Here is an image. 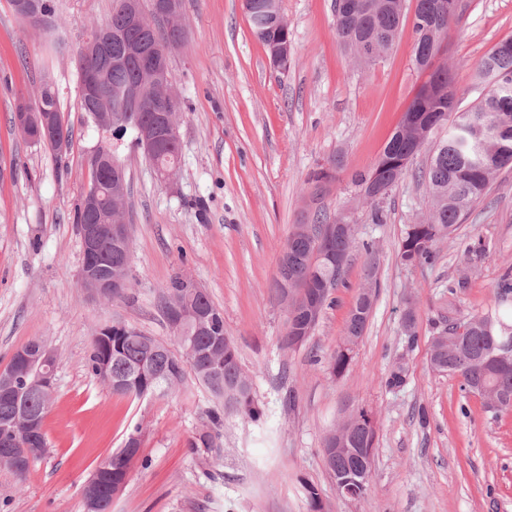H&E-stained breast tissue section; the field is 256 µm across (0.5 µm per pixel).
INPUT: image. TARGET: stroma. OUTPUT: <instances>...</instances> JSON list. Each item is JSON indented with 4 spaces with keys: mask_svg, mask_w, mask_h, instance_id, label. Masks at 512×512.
Wrapping results in <instances>:
<instances>
[{
    "mask_svg": "<svg viewBox=\"0 0 512 512\" xmlns=\"http://www.w3.org/2000/svg\"><path fill=\"white\" fill-rule=\"evenodd\" d=\"M439 52L456 105L477 104L479 61L512 36V0H466ZM55 26L34 28L0 0V370L33 339L57 354L49 448L25 481L0 467V512H84L82 487L138 431L140 448L112 512H309L314 486L323 512H512V412L492 415L457 377L428 365L447 316L512 314V169H505L429 265L400 263L407 225L429 208L406 174L380 201L382 223L361 204L367 172L426 81L405 23L393 48L360 69L335 36L333 0H283L291 31L287 71L273 67L252 35L243 0H182L184 42L170 53L183 101L180 162L167 179L130 142L118 155L129 181L132 262L121 297L102 300L79 281L81 241L73 214L89 182V157L106 134L80 107L78 55L112 0H54ZM61 94L72 138L55 150L13 128L18 98L35 99L44 78ZM336 168L330 192L312 199L308 179ZM334 167V166H333ZM348 217L360 247L331 292L309 340L285 348L288 309L273 289L294 225ZM373 252L365 254L362 245ZM375 260L377 297L349 369L327 359ZM193 279L224 312L262 420L225 416L187 375L164 396L112 394L87 366L93 336L122 324L177 348L161 296L175 275ZM416 302L413 335L402 315ZM404 367L398 385L389 378ZM371 413L376 441L370 491L342 497L323 459L327 435L354 408ZM215 445L198 446L201 432Z\"/></svg>",
    "mask_w": 512,
    "mask_h": 512,
    "instance_id": "35a3bbf8",
    "label": "stroma"
}]
</instances>
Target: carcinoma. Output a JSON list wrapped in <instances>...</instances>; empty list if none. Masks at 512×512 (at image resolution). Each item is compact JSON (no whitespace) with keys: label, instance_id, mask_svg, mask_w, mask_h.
<instances>
[{"label":"carcinoma","instance_id":"cac0c4a2","mask_svg":"<svg viewBox=\"0 0 512 512\" xmlns=\"http://www.w3.org/2000/svg\"><path fill=\"white\" fill-rule=\"evenodd\" d=\"M124 0H112V15L100 25L102 29L126 30L129 40L140 43L166 42L170 33L156 23L138 28H126ZM455 4L448 19L459 20L464 14L463 0H416L413 18L415 41L413 57H429L440 51L445 29L439 22L438 5ZM337 41L359 65L369 64L387 53L407 16L406 0H335ZM245 9L253 35L266 50L281 42L287 32L275 23V15L283 12L281 0H245ZM104 96L93 107L81 102V110L91 119L99 112L115 111L114 92L123 89L138 75L136 66L128 61L122 65L101 64ZM428 82L439 90L453 87L450 71L444 68L426 69ZM492 75L498 79L497 92H488L467 112L456 111L455 100L448 95L439 98L436 107L426 108L414 98L407 111L423 115V124L430 127L422 135L417 127L399 126L384 147L373 167L361 174L356 182L366 192L363 203L374 205L384 198L406 173L413 160L423 150L430 149V161L424 179L431 197L427 215L406 226L398 256L406 266L430 263L435 257L436 244L450 237L463 223L471 208L481 199L495 175L512 168V53L491 50L478 65V78L486 81ZM42 106L46 112L60 111V93L51 81L41 84ZM448 134L437 142L432 135L443 127ZM181 149L174 145L168 153L148 158L155 169L179 163ZM326 224H309L307 233L292 232L284 249L290 254V277L297 309L288 317V327L282 338L284 346L303 345L312 335L317 321L311 319L307 305L326 306L330 294L341 280L344 268L336 267L328 252L351 255L355 247L353 233L335 236L327 233ZM372 268L366 269L365 284L358 292L348 312L343 333L329 358V369L339 377L348 369L352 354L371 317L373 301L364 295L374 290L370 279ZM203 301L211 314L207 329L195 332L190 325L178 338L183 353L176 354L151 336L125 326L112 325V345L107 346L93 337L88 357L91 373L100 376L106 364L112 374V393L141 398L144 391L153 389L163 395L182 384L186 371L212 396L224 402V413L258 421L263 410L252 395V388L243 375L238 353L224 336V312L208 296L195 294L183 277H173L162 299L164 313L174 305L190 307ZM512 344V321L498 312L468 315L448 323V328L432 337L431 347L438 349L431 368L438 373L456 376L461 390L482 396L496 392L506 398L499 407L486 405V410L499 415L512 412V350L502 346ZM18 392L12 398L0 395V454L20 455L30 444L23 434L24 415L46 417V408L39 396L17 382ZM375 427L364 409L353 410L349 447L358 456L334 457L329 469L335 479L347 478L357 471L370 474L373 465L372 448Z\"/></svg>","mask_w":512,"mask_h":512}]
</instances>
